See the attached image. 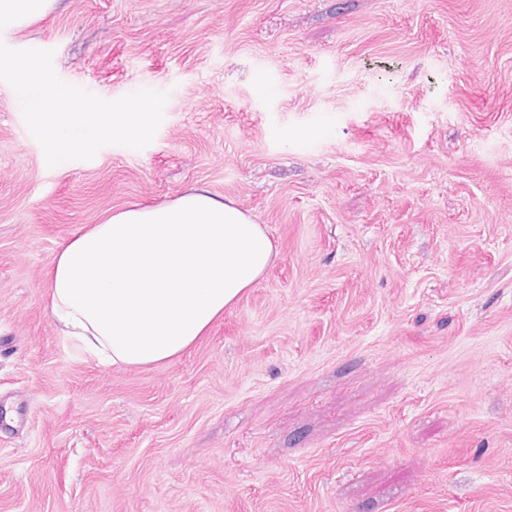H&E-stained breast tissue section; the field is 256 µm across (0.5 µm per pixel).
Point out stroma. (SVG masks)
<instances>
[{"mask_svg":"<svg viewBox=\"0 0 512 512\" xmlns=\"http://www.w3.org/2000/svg\"><path fill=\"white\" fill-rule=\"evenodd\" d=\"M5 43L167 101L51 168L0 81V512H512V0H60ZM192 187L277 258L171 362L78 354L59 244Z\"/></svg>","mask_w":512,"mask_h":512,"instance_id":"stroma-1","label":"stroma"}]
</instances>
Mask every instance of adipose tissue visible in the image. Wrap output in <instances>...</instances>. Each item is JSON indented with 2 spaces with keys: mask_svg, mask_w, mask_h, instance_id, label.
I'll use <instances>...</instances> for the list:
<instances>
[{
  "mask_svg": "<svg viewBox=\"0 0 512 512\" xmlns=\"http://www.w3.org/2000/svg\"><path fill=\"white\" fill-rule=\"evenodd\" d=\"M58 0H0V38ZM277 255L262 225L195 187L79 229L48 271V309L83 355L152 366L182 355L266 272Z\"/></svg>",
  "mask_w": 512,
  "mask_h": 512,
  "instance_id": "ef3b65f1",
  "label": "adipose tissue"
}]
</instances>
